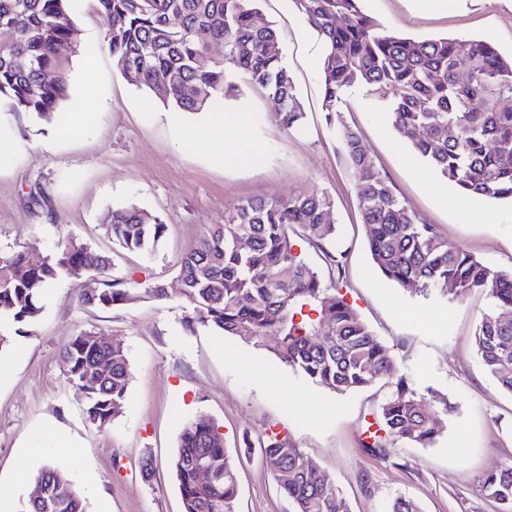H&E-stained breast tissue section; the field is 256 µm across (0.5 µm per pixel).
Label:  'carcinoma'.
Masks as SVG:
<instances>
[{
  "mask_svg": "<svg viewBox=\"0 0 512 512\" xmlns=\"http://www.w3.org/2000/svg\"><path fill=\"white\" fill-rule=\"evenodd\" d=\"M322 40L319 70L322 110L341 111L354 87L387 101L393 129L439 176L467 195L512 200V58L476 39L412 40L384 31L362 0H293ZM105 24L104 43L120 74L146 87L181 112H200L238 95V77L260 85L282 124L302 123L304 108L291 83L281 35L260 0H96ZM0 107L37 119L52 118L68 96L69 58L59 49L76 44L66 0H0ZM224 44V59L211 46ZM356 176L371 264L385 279L414 293L435 291L463 299L479 291L488 304L474 336L488 374L512 394V272L496 270L448 244L394 195L357 135L340 133ZM325 193L248 200L206 229L179 271L180 295L190 324L256 347L276 338L281 362L337 394L381 381L394 386L379 407L364 444L384 455L395 438L433 446L441 434L440 411L398 375L393 354L361 319L341 287H323L305 263L298 241L336 237ZM165 233L158 217L129 206L112 211L111 234L120 246L151 253ZM248 247H238V240ZM110 257L70 236L37 266L22 252L0 254V350L12 334L32 327L42 300L61 275L105 273ZM142 299L114 279L86 307L110 309ZM68 382L85 397V416L108 428L121 412L131 382L124 349L84 331L62 349ZM103 364L106 374L99 372ZM262 456L295 512H344L333 481L309 469L301 451L275 433L259 439ZM207 471L202 477L201 470ZM174 470L184 512H236V463L224 436L206 414L184 424ZM39 498L19 501L16 512H86L67 471L42 468ZM70 493L59 496V490ZM481 491L512 512V464L489 472Z\"/></svg>",
  "mask_w": 512,
  "mask_h": 512,
  "instance_id": "carcinoma-1",
  "label": "carcinoma"
}]
</instances>
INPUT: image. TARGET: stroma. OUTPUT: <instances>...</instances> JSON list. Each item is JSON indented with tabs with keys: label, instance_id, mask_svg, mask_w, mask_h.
<instances>
[{
	"label": "stroma",
	"instance_id": "stroma-1",
	"mask_svg": "<svg viewBox=\"0 0 512 512\" xmlns=\"http://www.w3.org/2000/svg\"><path fill=\"white\" fill-rule=\"evenodd\" d=\"M282 37L288 76L306 117L282 126L256 85L221 103L241 114L225 138L260 149L251 168L214 166L204 148L182 143L184 128L202 112H178L149 89L128 84L104 48L95 0H68L77 29L71 90L62 104L76 111L83 83L95 87L97 121L53 152L38 143L52 123L0 110V138L23 141L0 168V253L40 260L74 235L108 254L107 276L59 277L48 289L32 333L0 351V512H14L35 488L31 473L51 463L68 470L87 512H184L173 461L182 425L208 414L237 464V512H293L262 462L257 439L271 429L287 435L308 464L337 485L347 512H387L399 496L422 512H500L480 490L489 470L512 461V395L486 372L474 347L483 293L459 300L413 294L371 268L365 228L347 164L341 128L354 131L397 197L424 224L496 269L512 271V205L476 199L460 206L454 187L413 157L392 128L383 103L366 90L347 92L338 116L321 108V43L292 0H261ZM385 30L416 40L439 36L492 42L512 55V0H363ZM327 193L334 206L335 243L309 244L307 265L323 282L339 278L350 303L392 350L398 373L417 394L438 393L452 406L430 448L395 441L374 458L363 443L367 422L391 394L388 385L337 394L281 363L274 339L256 348L199 325H188L180 298L181 261L209 225L255 198L288 199ZM129 204L158 216L166 232L155 252L123 249L107 232L112 209ZM343 253L342 268L328 254ZM123 281L141 301L109 310L81 306L80 296L104 278ZM162 284L171 297L144 298ZM97 330L126 350L132 381L122 413L105 430L84 416V397L64 374L61 349L72 336ZM43 449L41 459L27 456ZM153 468L144 479L143 462Z\"/></svg>",
	"mask_w": 512,
	"mask_h": 512
}]
</instances>
